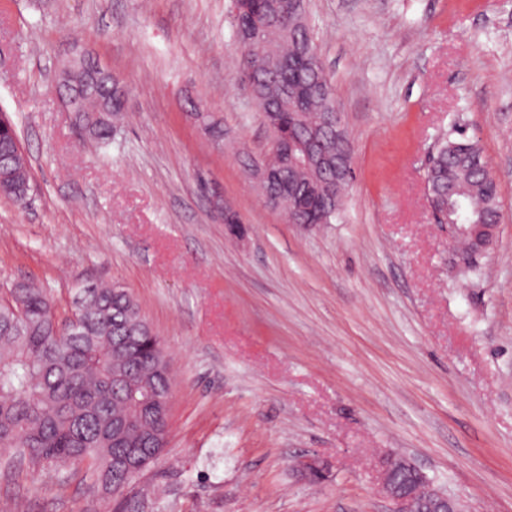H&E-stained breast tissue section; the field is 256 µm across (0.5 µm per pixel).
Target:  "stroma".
Wrapping results in <instances>:
<instances>
[{"label": "stroma", "instance_id": "1", "mask_svg": "<svg viewBox=\"0 0 512 512\" xmlns=\"http://www.w3.org/2000/svg\"><path fill=\"white\" fill-rule=\"evenodd\" d=\"M232 13L0 0V111L33 174L26 204L0 196V297L30 280L63 307L77 284H120L174 378L168 446L122 495L82 468L25 464L0 470V512H389L388 454L467 512H512V0H308L356 168L330 224L287 223L243 171L269 133ZM79 53L125 90L105 147L59 93ZM455 127L479 139L501 212L467 280L425 180Z\"/></svg>", "mask_w": 512, "mask_h": 512}]
</instances>
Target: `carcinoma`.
Returning <instances> with one entry per match:
<instances>
[{
	"label": "carcinoma",
	"instance_id": "obj_1",
	"mask_svg": "<svg viewBox=\"0 0 512 512\" xmlns=\"http://www.w3.org/2000/svg\"><path fill=\"white\" fill-rule=\"evenodd\" d=\"M309 31L293 24L270 34L284 54ZM252 70L259 92L272 99L260 111L280 134L293 127L294 110L266 81L265 49L242 51V73ZM89 130L90 140L107 144L114 118ZM14 123L0 113V158L6 177L0 194L23 204L16 190L30 181V159L16 147ZM434 164L426 182L432 205L448 223L469 230L496 224L497 185L478 139L458 129L433 145ZM299 193H324L327 177L306 170L295 177ZM170 367L164 347L133 296L119 285L79 284L72 289L70 311L60 317L50 292L23 282L0 300V453L4 465L85 467L94 486L120 495L131 476L121 462L135 449H147L154 461L168 444L165 404L171 397Z\"/></svg>",
	"mask_w": 512,
	"mask_h": 512
}]
</instances>
